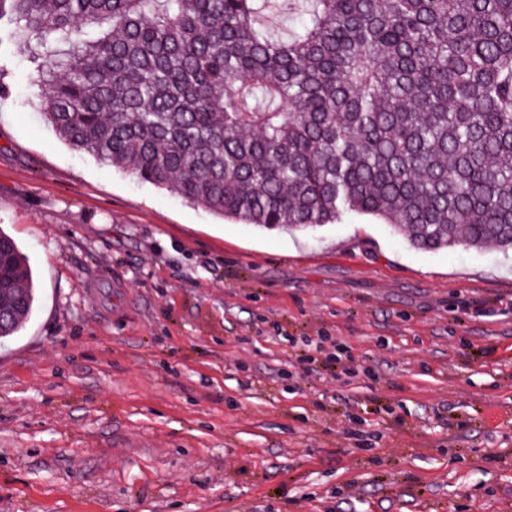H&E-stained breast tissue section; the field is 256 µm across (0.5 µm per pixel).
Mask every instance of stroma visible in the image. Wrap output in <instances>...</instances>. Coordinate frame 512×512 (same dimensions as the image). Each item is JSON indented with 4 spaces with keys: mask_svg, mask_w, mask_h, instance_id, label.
<instances>
[{
    "mask_svg": "<svg viewBox=\"0 0 512 512\" xmlns=\"http://www.w3.org/2000/svg\"><path fill=\"white\" fill-rule=\"evenodd\" d=\"M0 512H512V252L228 221L80 152L0 43ZM1 289L0 339L13 336L32 311L36 301L31 267L17 243L0 231Z\"/></svg>",
    "mask_w": 512,
    "mask_h": 512,
    "instance_id": "obj_1",
    "label": "stroma"
}]
</instances>
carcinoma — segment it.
<instances>
[{"mask_svg": "<svg viewBox=\"0 0 512 512\" xmlns=\"http://www.w3.org/2000/svg\"><path fill=\"white\" fill-rule=\"evenodd\" d=\"M3 20L44 121L103 165L262 229L368 216L421 251L512 249V0H0ZM0 286L1 339L36 301L2 231Z\"/></svg>", "mask_w": 512, "mask_h": 512, "instance_id": "1", "label": "carcinoma"}]
</instances>
